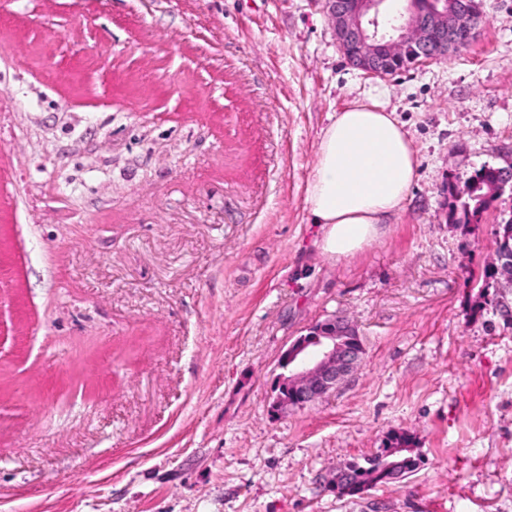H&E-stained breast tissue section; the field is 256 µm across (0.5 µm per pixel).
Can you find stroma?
I'll list each match as a JSON object with an SVG mask.
<instances>
[{
  "mask_svg": "<svg viewBox=\"0 0 512 512\" xmlns=\"http://www.w3.org/2000/svg\"><path fill=\"white\" fill-rule=\"evenodd\" d=\"M466 50L380 79L323 0H0V512H512V0ZM395 112L419 160L384 235L317 246L331 115ZM334 316L360 365L272 409L283 350ZM404 435L412 476L332 484ZM504 172L510 174L512 178V165L497 168L484 166L474 176H471L468 181L478 186L475 199L459 198L457 194L456 199L448 187V192L454 198L451 208L452 220L457 224H470L477 215L479 216L487 210L498 196L494 192V185L497 182L496 175H502ZM500 238L497 242L498 250H507L512 253V219L506 224H501ZM508 226V227H506ZM508 252L497 253V273L512 288V254Z\"/></svg>",
  "mask_w": 512,
  "mask_h": 512,
  "instance_id": "obj_1",
  "label": "stroma"
}]
</instances>
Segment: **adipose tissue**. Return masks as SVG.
<instances>
[{
  "mask_svg": "<svg viewBox=\"0 0 512 512\" xmlns=\"http://www.w3.org/2000/svg\"><path fill=\"white\" fill-rule=\"evenodd\" d=\"M417 167L394 113L365 104L336 113L320 136L306 189L322 252L349 258L378 239L401 211Z\"/></svg>",
  "mask_w": 512,
  "mask_h": 512,
  "instance_id": "adipose-tissue-1",
  "label": "adipose tissue"
}]
</instances>
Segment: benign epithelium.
<instances>
[{
	"label": "benign epithelium",
	"mask_w": 512,
	"mask_h": 512,
	"mask_svg": "<svg viewBox=\"0 0 512 512\" xmlns=\"http://www.w3.org/2000/svg\"><path fill=\"white\" fill-rule=\"evenodd\" d=\"M386 0H325L336 43L348 62L372 77L386 78L387 63L411 44L419 51L418 62L445 59L468 46L484 12L480 0H461L458 9L430 8L411 0L412 8L399 14L393 33L380 32L378 17ZM497 273L512 286V254H497ZM357 333L344 317H332L309 328L280 355L285 373L277 384L274 405L301 408L336 388L359 363L353 347Z\"/></svg>",
	"instance_id": "obj_1"
}]
</instances>
